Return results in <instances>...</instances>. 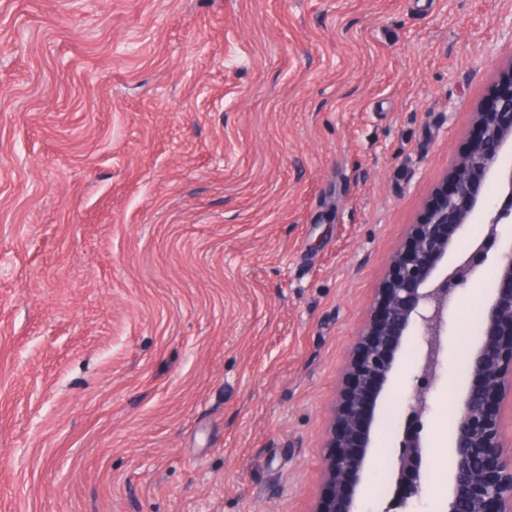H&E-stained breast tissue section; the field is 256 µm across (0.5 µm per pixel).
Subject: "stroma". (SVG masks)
Here are the masks:
<instances>
[{"instance_id": "obj_1", "label": "stroma", "mask_w": 512, "mask_h": 512, "mask_svg": "<svg viewBox=\"0 0 512 512\" xmlns=\"http://www.w3.org/2000/svg\"><path fill=\"white\" fill-rule=\"evenodd\" d=\"M512 0H0V512H312L354 343ZM448 314L431 469L480 335ZM406 355L362 512L392 493Z\"/></svg>"}]
</instances>
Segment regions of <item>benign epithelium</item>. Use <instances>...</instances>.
<instances>
[{"mask_svg":"<svg viewBox=\"0 0 512 512\" xmlns=\"http://www.w3.org/2000/svg\"><path fill=\"white\" fill-rule=\"evenodd\" d=\"M512 60L500 70L492 97L475 112L467 150L428 202L396 252L358 336L325 447V493L314 512H359L371 465L377 408L396 378L410 338L416 374L391 460L395 488L383 512L408 506L429 471L425 422L443 366L448 312L477 274L494 269L495 292L484 302L480 340L468 350V384L458 394L449 440V491L441 512H512V450L505 451L502 406L512 402ZM481 237L459 248L474 218Z\"/></svg>","mask_w":512,"mask_h":512,"instance_id":"7a95c632","label":"benign epithelium"}]
</instances>
